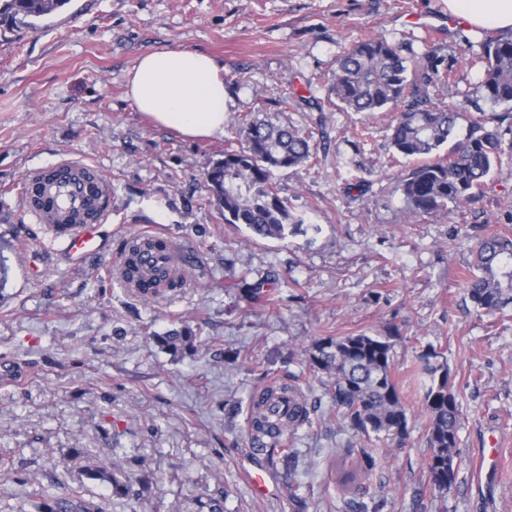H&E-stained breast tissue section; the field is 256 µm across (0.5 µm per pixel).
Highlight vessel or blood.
<instances>
[{
	"label": "vessel or blood",
	"instance_id": "vessel-or-blood-1",
	"mask_svg": "<svg viewBox=\"0 0 512 512\" xmlns=\"http://www.w3.org/2000/svg\"><path fill=\"white\" fill-rule=\"evenodd\" d=\"M22 209L61 242L73 263L96 248L101 226L112 215V184L94 164L68 156L47 167L30 169L23 178ZM155 246L142 249L137 261L146 275L174 265L175 248L166 233H155Z\"/></svg>",
	"mask_w": 512,
	"mask_h": 512
}]
</instances>
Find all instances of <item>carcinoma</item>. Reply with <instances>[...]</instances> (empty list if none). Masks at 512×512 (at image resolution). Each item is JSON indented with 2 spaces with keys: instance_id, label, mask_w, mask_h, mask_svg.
Returning a JSON list of instances; mask_svg holds the SVG:
<instances>
[{
  "instance_id": "cac0c4a2",
  "label": "carcinoma",
  "mask_w": 512,
  "mask_h": 512,
  "mask_svg": "<svg viewBox=\"0 0 512 512\" xmlns=\"http://www.w3.org/2000/svg\"><path fill=\"white\" fill-rule=\"evenodd\" d=\"M69 0H0V16L21 17L26 26L64 7ZM422 75L411 68L400 46L380 36H369L349 48L338 60L330 83L336 105L347 112H392L390 136L395 153L403 157L428 158L402 180L399 188L413 214L446 212L448 205L460 208L472 203L476 190L490 178L506 154L500 127L472 126L462 139L457 126L460 112L435 97L448 85V66L432 45L425 56ZM464 62L483 72L485 98L508 108L512 120V34L487 35L478 48L468 47ZM240 134L245 147L225 149L224 158L207 172L210 194L224 208V223L243 224L263 238H286L291 216L278 195L274 172L305 164L311 147L293 128L252 120L242 122ZM475 266L466 278V294L478 309L493 313L512 304V228L493 230L477 239ZM138 246H129L122 281L130 285L139 275ZM193 330L188 326L156 337L159 345L173 354L194 349ZM424 355L428 376L423 405L428 414L427 445L431 454L427 470L433 486L444 491L455 480V448L461 424L460 405L448 384L445 364L433 363ZM389 337L357 334L325 337L314 342L309 366L322 371L331 386L330 394L348 426L364 436L401 442L408 433V417L400 389L392 372ZM282 394L298 398L288 409V421L280 435L295 433L309 420L310 411L296 386L263 385L252 397V437L266 430L267 404ZM372 443L357 450L349 462L342 457L333 464L342 488L356 486L362 475L376 465ZM83 475L107 483L112 495L136 501L140 490L125 475L122 464L112 469L86 466ZM34 512H101V507L77 490L66 496L45 495L33 505Z\"/></svg>"
}]
</instances>
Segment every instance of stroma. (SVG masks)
<instances>
[{
  "instance_id": "obj_1",
  "label": "stroma",
  "mask_w": 512,
  "mask_h": 512,
  "mask_svg": "<svg viewBox=\"0 0 512 512\" xmlns=\"http://www.w3.org/2000/svg\"><path fill=\"white\" fill-rule=\"evenodd\" d=\"M384 36L423 67L437 45L451 69L443 96L459 135L494 127L479 70L461 56L480 32L450 21L446 0H69L37 29L0 18V512H31L45 492L82 488L103 512H201L216 485L224 512H512V308L475 310L464 282L476 235L512 224V156L476 200L412 215L398 188L416 162L390 145L388 112L328 109L329 78L355 41ZM188 48L221 65L223 138L189 141L156 127L126 96L148 52ZM263 113L307 134L308 164L275 173L298 228L285 239L224 221L205 186L236 120ZM69 155L112 180L102 254L81 267L22 211L24 173ZM166 231L184 288L143 302L117 276L130 235ZM263 283L269 302L245 300ZM190 326L179 355L158 335ZM393 339L409 433L382 446L357 489L330 462L364 439L336 411L308 351L327 336ZM447 363L461 405L456 478L435 490L426 463L422 356ZM299 385L310 424L288 441L295 463L268 466L248 437L250 402L271 381ZM238 406L224 413L225 401ZM496 443L495 476L477 483L472 451ZM130 458L152 483L135 502L80 468ZM269 473L265 497L245 475Z\"/></svg>"
}]
</instances>
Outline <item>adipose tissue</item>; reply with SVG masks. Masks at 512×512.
I'll return each instance as SVG.
<instances>
[{
    "instance_id": "ef3b65f1",
    "label": "adipose tissue",
    "mask_w": 512,
    "mask_h": 512,
    "mask_svg": "<svg viewBox=\"0 0 512 512\" xmlns=\"http://www.w3.org/2000/svg\"><path fill=\"white\" fill-rule=\"evenodd\" d=\"M448 11L471 28L512 29V0H447ZM208 54L171 49L143 54L127 74V95L159 127L189 139L220 138L225 87Z\"/></svg>"
}]
</instances>
